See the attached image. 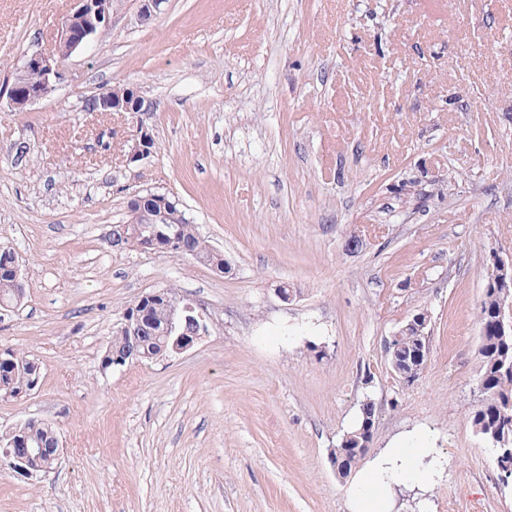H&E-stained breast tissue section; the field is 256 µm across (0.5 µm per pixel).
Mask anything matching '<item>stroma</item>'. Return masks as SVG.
I'll use <instances>...</instances> for the list:
<instances>
[{"mask_svg": "<svg viewBox=\"0 0 512 512\" xmlns=\"http://www.w3.org/2000/svg\"><path fill=\"white\" fill-rule=\"evenodd\" d=\"M70 5L0 0V82L53 48ZM138 10L121 0L56 92L21 112L0 101V245L25 281L0 349L41 366L31 395L0 398V429L48 419L61 445L33 480L0 457V512H347L328 452L367 400L373 453L419 433L442 464L397 512H512L468 417L477 306L492 254L512 257V0H167L146 24ZM119 85L150 105L157 149L134 163L130 115L84 109ZM157 190L228 273L106 245L130 194ZM169 286L208 334L103 370L124 311ZM422 311L429 356L407 383L386 341Z\"/></svg>", "mask_w": 512, "mask_h": 512, "instance_id": "obj_1", "label": "stroma"}]
</instances>
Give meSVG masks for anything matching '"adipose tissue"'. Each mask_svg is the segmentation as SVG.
<instances>
[{
    "instance_id": "adipose-tissue-1",
    "label": "adipose tissue",
    "mask_w": 512,
    "mask_h": 512,
    "mask_svg": "<svg viewBox=\"0 0 512 512\" xmlns=\"http://www.w3.org/2000/svg\"><path fill=\"white\" fill-rule=\"evenodd\" d=\"M440 466L423 436L395 440L356 474L349 488L350 512H393L400 487L427 484Z\"/></svg>"
}]
</instances>
